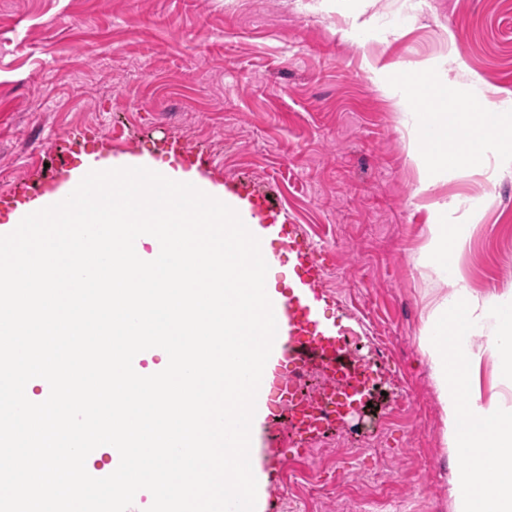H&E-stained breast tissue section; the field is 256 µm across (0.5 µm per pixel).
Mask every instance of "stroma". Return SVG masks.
<instances>
[{"label":"stroma","mask_w":512,"mask_h":512,"mask_svg":"<svg viewBox=\"0 0 512 512\" xmlns=\"http://www.w3.org/2000/svg\"><path fill=\"white\" fill-rule=\"evenodd\" d=\"M410 0H0V225L34 208L88 157L132 155L248 195L262 224H293L325 249L321 318L357 331L365 312L387 343L398 388L374 393L382 460L354 474L333 459L325 512L366 497L388 464L395 490L430 487L451 512L456 459L418 349L447 292L417 265L440 215L466 227L455 277L485 299L512 293V163L487 146L481 166L449 168L419 192L412 115L396 102L422 70L457 88L452 104L501 91L512 113V0H433L391 26ZM206 163L195 167V155ZM469 194L470 204L455 200ZM276 422L257 436L268 477L262 512H289L290 456Z\"/></svg>","instance_id":"35a3bbf8"}]
</instances>
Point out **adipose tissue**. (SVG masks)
<instances>
[{"mask_svg":"<svg viewBox=\"0 0 512 512\" xmlns=\"http://www.w3.org/2000/svg\"><path fill=\"white\" fill-rule=\"evenodd\" d=\"M413 93L432 103L427 120L417 126L421 160L429 173L442 176L462 162L479 164L491 142L498 144L504 159H512L505 113L492 109L467 125L449 107L455 90L447 83L421 77L414 81ZM429 237L425 264L447 273L468 236L460 225L442 221L430 225ZM495 306L500 309L496 334L477 348H462V339ZM495 306L458 289L436 306L419 338L443 413V442L461 462L473 456L479 463L475 471L463 465L457 469L450 490L452 512H512V406L483 399L473 383L486 357L512 376V295L501 297Z\"/></svg>","mask_w":512,"mask_h":512,"instance_id":"ef3b65f1","label":"adipose tissue"}]
</instances>
